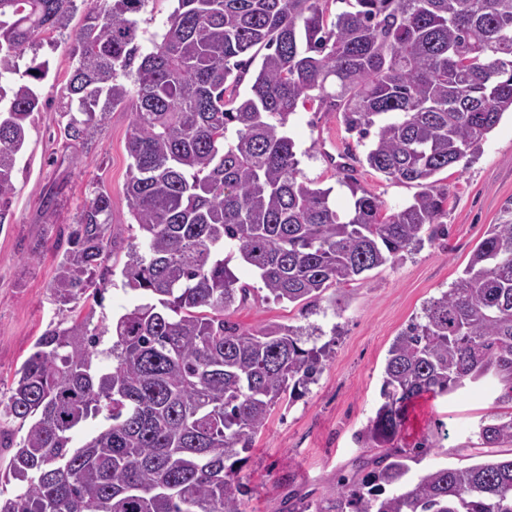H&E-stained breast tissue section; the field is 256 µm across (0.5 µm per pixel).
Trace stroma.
<instances>
[{
  "label": "stroma",
  "instance_id": "1",
  "mask_svg": "<svg viewBox=\"0 0 512 512\" xmlns=\"http://www.w3.org/2000/svg\"><path fill=\"white\" fill-rule=\"evenodd\" d=\"M82 23V13H75L67 28L37 51L50 67L41 87L47 104L35 113L18 161L11 222L0 227V391L11 385L49 324L79 315L108 327L139 302L124 285L126 257L121 253L112 259L114 274L101 303L81 300L63 306L50 288L56 246L65 242L96 185H103L112 198L113 232L128 240L142 238L125 195L131 113L112 111L84 149L65 147L55 134L58 98L72 70V44ZM289 134L300 177L330 189L337 211L352 202L350 190L340 183L341 149L359 157L357 184L378 197L386 211L401 208L417 191L416 185L387 179L364 164L366 144L346 131L338 114L320 111L317 103L298 107ZM437 187L447 197L441 218L447 237L356 281L330 287L335 308L322 304L304 315L299 306L258 297L230 314V321L244 328L310 324L335 337L318 382L304 397L277 405L252 448L241 453L236 472L249 488L243 512H287L290 498L323 496L336 476L359 472L375 456V449L365 447L358 436L382 402L383 368L393 339L461 275L489 226L512 220V114L504 113L477 158L438 173ZM500 393L498 382L488 378L446 395L416 399L398 446L431 444L421 462L425 468L465 463L468 455L480 452L478 426L497 411Z\"/></svg>",
  "mask_w": 512,
  "mask_h": 512
}]
</instances>
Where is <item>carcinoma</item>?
Segmentation results:
<instances>
[{"label": "carcinoma", "mask_w": 512, "mask_h": 512, "mask_svg": "<svg viewBox=\"0 0 512 512\" xmlns=\"http://www.w3.org/2000/svg\"><path fill=\"white\" fill-rule=\"evenodd\" d=\"M145 2L96 0L87 11L58 127L83 147L112 110L131 107L126 196L143 246L127 244L122 274L151 301L112 323L105 350L88 316L36 340L0 396V448L14 449L5 482H19L0 512H242L248 489L231 460L275 406L305 394L331 349L305 347L301 326L226 320L251 288L225 247L274 301L334 308L330 286L448 235L434 177L477 155L512 111V0H341L332 21L328 0H177L147 53L133 18ZM77 9L76 0H0V80ZM47 74L34 56L19 80L0 83V225L10 223L17 159ZM309 101L371 139V169L422 190L387 213L353 187L340 217L331 189L298 179L286 128ZM111 212L100 186L58 260L59 303L106 287L118 247ZM101 354L112 368L98 376ZM486 378L512 404V220L491 225L452 288L390 345L383 403L361 435L384 449L373 468L319 499H294L289 512H512V410L481 421L488 451L471 465L413 478L429 445L395 446L415 398ZM99 415L108 425L71 447L70 431Z\"/></svg>", "instance_id": "1"}]
</instances>
